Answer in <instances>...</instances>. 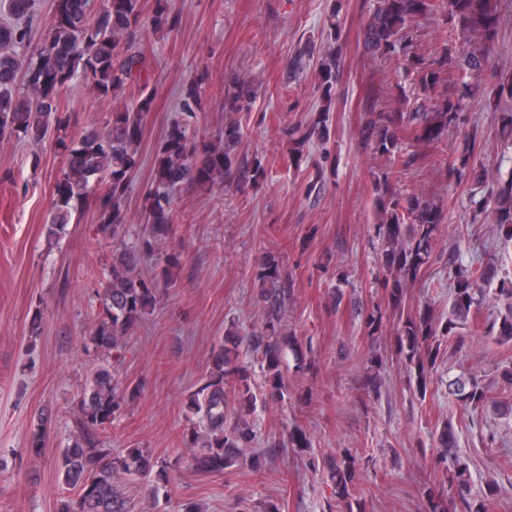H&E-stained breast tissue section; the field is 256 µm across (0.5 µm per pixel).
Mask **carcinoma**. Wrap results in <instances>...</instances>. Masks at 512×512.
Segmentation results:
<instances>
[{
    "instance_id": "carcinoma-1",
    "label": "carcinoma",
    "mask_w": 512,
    "mask_h": 512,
    "mask_svg": "<svg viewBox=\"0 0 512 512\" xmlns=\"http://www.w3.org/2000/svg\"><path fill=\"white\" fill-rule=\"evenodd\" d=\"M90 0H55V12L41 45L25 59L19 49L30 46L32 0H0L9 20L0 23V135L18 141L41 142L49 132L58 133L56 141L66 157V166L54 184V210L49 232L58 233L70 223L73 213L84 202L97 210L102 233L118 238L127 223L123 203L139 166L142 140V114L150 111L152 97L144 93L149 74L140 46L137 28L142 13L140 0H100L97 16L89 21ZM448 8L451 18L466 43L474 39L490 45L498 36L499 13L496 0H448L437 5L434 0H378L375 11L364 26L365 45L375 55H407L406 68L415 73L425 91L440 83L441 68L448 64V52L437 60L438 67L426 64L411 51L406 42V28L417 18L440 8ZM176 15L169 0H156L151 24L156 32L175 27ZM464 65L479 70L488 64L485 50L472 48L462 55ZM335 59L319 63L317 92L325 101L332 99L336 81ZM80 83L98 98H110L129 86L141 92L136 98L117 106L104 121L103 128H91L76 141L60 135L70 123L61 109V95ZM202 84L188 85L181 93L179 110L182 120L172 124L164 137L153 167L152 186L145 197L143 217L150 224L149 235L135 242L121 241L112 265L94 289L97 305L91 307L94 329L86 338L84 349L112 359V366L100 365L87 379L78 400L75 437L62 450L58 471L63 483L74 493L60 501L57 512H132L125 496V484L143 482L153 472L164 475L173 464L151 452L131 446L117 452L105 446L101 434L118 423L135 390L116 378L123 362L126 338L156 306L154 279L140 268V255L152 250V241L174 234L173 196L184 186L205 185L218 176L238 181L259 180L265 174L260 159L252 167L236 168L231 144L241 129L230 121L224 125L218 141L198 140L190 135V122L202 111ZM412 129L414 141L439 139L449 127L460 122V101L452 95L438 107L419 106L413 112H382L361 132L366 145L393 162L409 168L415 154H397V129L400 123ZM327 126L317 124L291 128L294 141L303 145L310 139L323 138ZM478 131L467 134V149L459 162L448 166V175L462 178L475 174L470 164L477 146ZM492 212L500 236L512 241V178L498 183L490 195ZM375 206L381 217L379 235L385 241V280L391 282L388 304L404 312L406 282L414 279L428 262L443 211L436 204L416 197L402 206L389 183L376 185ZM448 266L454 271L448 320L422 313L402 320L399 354L414 364L417 391L425 394L428 377L436 365L440 343L434 337L457 335L480 300L483 286L499 280L498 296L512 300V279L498 278L494 264L465 265L454 252L448 253ZM261 283L259 300L264 303L262 326L248 337L256 352V361L266 375L269 395L274 398L284 387L280 370L284 356L281 333L282 306L288 296L279 263L269 258L256 272ZM487 336L499 345L512 343V314L498 316L487 328ZM241 338L235 333L224 336L213 349L211 363L200 387L192 394L190 409L197 421L184 442L191 451V466L202 476L221 474L244 458V449L252 447L253 431L245 415L253 405L247 381L249 367L239 361ZM449 394L464 406L475 408L486 399L484 386L474 377L448 380ZM47 427L38 417L31 432L29 450L41 456ZM436 453L431 458L433 471L446 476L441 489L429 491L432 512L447 505L452 512H491L492 501L501 493L495 483L475 492L467 462L457 448L455 428L448 422L435 434ZM357 470L356 458L348 455L335 463L330 478L335 485L336 507L351 512L350 488Z\"/></svg>"
}]
</instances>
